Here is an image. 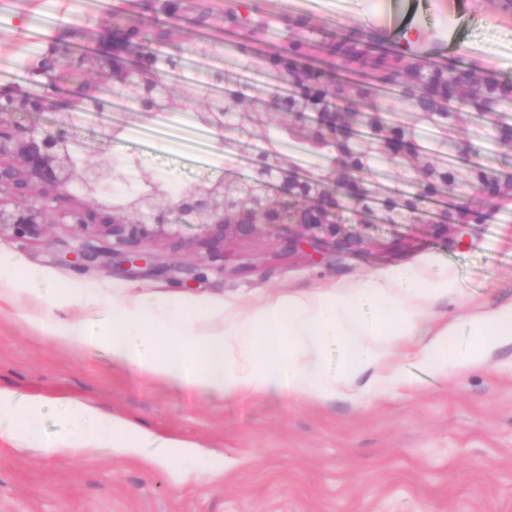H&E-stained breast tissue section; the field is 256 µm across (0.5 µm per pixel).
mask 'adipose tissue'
<instances>
[{
    "instance_id": "ef3b65f1",
    "label": "adipose tissue",
    "mask_w": 512,
    "mask_h": 512,
    "mask_svg": "<svg viewBox=\"0 0 512 512\" xmlns=\"http://www.w3.org/2000/svg\"><path fill=\"white\" fill-rule=\"evenodd\" d=\"M2 275L10 286L0 291V303L23 311L50 339L66 345L105 341L116 363L208 397L276 392L325 403L347 395L364 375L371 390L386 381L403 383L389 357L391 345L407 336L415 339L417 362L441 374L479 367L493 350L512 344V303L424 327L431 305L466 302L457 276L447 269L391 268L349 291L291 292L245 313L226 305L189 308L178 294L150 310L140 299H122L113 302L112 322L100 333L74 317L47 323L37 313L44 301L79 306L90 292L83 280L55 284L40 270L0 263ZM464 331L471 341L461 351L456 339ZM332 338L343 345L346 360L329 372L321 354ZM41 410L37 399L0 388V443L62 458L103 448L173 470L196 453L195 444L163 440L76 400L67 409L66 429L49 441L39 427Z\"/></svg>"
}]
</instances>
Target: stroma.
Returning a JSON list of instances; mask_svg holds the SVG:
<instances>
[{"label": "stroma", "mask_w": 512, "mask_h": 512, "mask_svg": "<svg viewBox=\"0 0 512 512\" xmlns=\"http://www.w3.org/2000/svg\"><path fill=\"white\" fill-rule=\"evenodd\" d=\"M231 0H176L178 18L168 23L177 70L163 78L164 97L179 99L188 83L214 74L211 90L197 102L243 91L246 106L269 101L279 81L255 73L253 52H275L279 39L244 42L193 25ZM419 0L421 18L407 31L389 33L373 0H247L253 12L288 23L291 36L314 30L377 34L408 43L431 62L445 55L479 68L494 79L512 78V11L504 0ZM166 0H112L88 18L102 32L117 18H166ZM65 0H9L0 5V86L38 90L49 109L31 116L38 129L55 130L57 106L72 97L68 84L34 87L28 68L32 43L48 44L69 28ZM40 13L53 21L38 32L18 29L17 14ZM458 29L446 42L448 25ZM285 113L267 110L261 124L221 145L218 134L184 110L164 109L150 119L133 112L112 117L76 114L67 129L78 144L106 150L120 160L139 158V182L188 187L204 179L234 182L253 173L258 147L278 137ZM122 129L109 139L111 126ZM68 226H54L36 239H0V253L18 265L64 281L77 277L93 286L78 308L86 322L105 329L112 301L139 297L154 302L167 293L246 311L270 297L313 291L336 282L351 284L377 271L403 266L449 267L468 298L467 307L444 301L425 319L434 326L512 302V215L495 214L484 224H458L447 238L426 224H382L358 246L327 249L315 258L279 253L266 229L245 241H228L232 261L217 272L195 254L151 243L153 266L129 275L124 266L72 265ZM192 268L194 280L172 279L171 267ZM391 361L405 376L400 386L364 393L358 379L348 396L327 403L285 394L206 398L166 384L113 361L105 343L67 346L32 329L16 310L0 309V388L44 401L41 427L54 438L70 401L142 426L165 440L199 445L201 455L181 464L182 481L163 466L101 451L69 460L0 448V512H512V346L459 375L426 372L412 356L410 341L394 343Z\"/></svg>", "instance_id": "obj_1"}]
</instances>
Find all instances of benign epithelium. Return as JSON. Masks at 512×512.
<instances>
[{
    "mask_svg": "<svg viewBox=\"0 0 512 512\" xmlns=\"http://www.w3.org/2000/svg\"><path fill=\"white\" fill-rule=\"evenodd\" d=\"M126 99L141 112L156 114L160 103L145 109L137 95L131 75L112 73ZM256 112H236L232 125L224 123V104L211 103L196 117L217 133L249 132L257 122ZM290 128L320 138V131L336 135V129L354 128V112H317L310 126L301 121V113H292ZM77 144L64 131L40 132L22 126L13 112L0 113V236L9 233L19 239L39 238L67 215L71 221L75 246L71 262L79 266L112 265L115 257L135 267L151 264L145 245L165 241L182 249L204 252L203 259L222 272L225 269L224 242L250 237L259 224L272 227V233L284 251L321 253L325 244L342 250L355 245L363 232L372 228L361 224L349 230L336 222V166L319 173L305 183L288 178L274 149L260 152L255 159V177L249 182L226 184L224 180L203 182L174 196L160 184L145 186L133 181L140 169L136 158H125L112 168L113 181L121 184L126 196L125 208L154 217L151 224L132 222L117 216L119 208L110 206L114 190L104 182L103 153L83 149V160L76 161ZM281 192L303 203L295 224L288 223L283 209L272 206L266 195L271 182ZM191 216L203 229L202 238L187 240L180 225L168 223V215ZM101 246H96V243Z\"/></svg>",
    "mask_w": 512,
    "mask_h": 512,
    "instance_id": "7a95c632",
    "label": "benign epithelium"
}]
</instances>
